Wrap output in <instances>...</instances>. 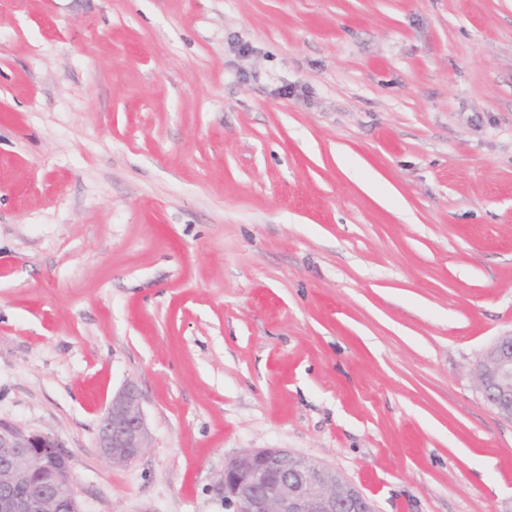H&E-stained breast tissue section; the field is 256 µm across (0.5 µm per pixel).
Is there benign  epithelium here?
<instances>
[{
  "mask_svg": "<svg viewBox=\"0 0 512 512\" xmlns=\"http://www.w3.org/2000/svg\"><path fill=\"white\" fill-rule=\"evenodd\" d=\"M476 369L486 401L512 419V334L497 337ZM147 425L132 384L112 397L98 420L96 442L114 465L146 448ZM60 450L51 467L45 449ZM62 439L0 419V512H82ZM230 512H374L370 500L328 467L284 448H251L224 464L213 486Z\"/></svg>",
  "mask_w": 512,
  "mask_h": 512,
  "instance_id": "1",
  "label": "benign epithelium"
}]
</instances>
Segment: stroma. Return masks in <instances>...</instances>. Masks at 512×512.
I'll return each mask as SVG.
<instances>
[{"instance_id":"obj_1","label":"stroma","mask_w":512,"mask_h":512,"mask_svg":"<svg viewBox=\"0 0 512 512\" xmlns=\"http://www.w3.org/2000/svg\"><path fill=\"white\" fill-rule=\"evenodd\" d=\"M510 331L512 0H0V419L83 512H225L248 448L512 512ZM482 369L476 366L480 389L499 414L512 419V334L498 336L484 351ZM147 436L138 390L127 383L113 395L111 403L99 417L97 448L113 465H126L147 448Z\"/></svg>"}]
</instances>
